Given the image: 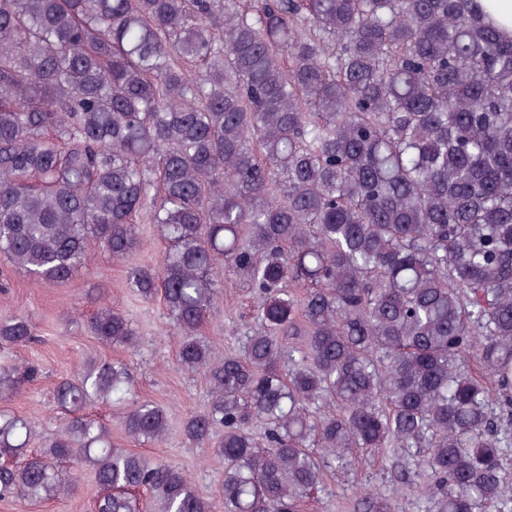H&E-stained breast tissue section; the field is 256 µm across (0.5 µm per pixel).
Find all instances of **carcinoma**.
I'll list each match as a JSON object with an SVG mask.
<instances>
[{
  "instance_id": "obj_1",
  "label": "carcinoma",
  "mask_w": 512,
  "mask_h": 512,
  "mask_svg": "<svg viewBox=\"0 0 512 512\" xmlns=\"http://www.w3.org/2000/svg\"><path fill=\"white\" fill-rule=\"evenodd\" d=\"M475 2L0 0V256L67 283L92 244L122 261L154 225L162 264L128 265L126 287L164 304L209 383L184 442L224 459L210 498L114 446L86 408L129 370L88 361L44 455L0 410V501L73 493L68 463L91 468L96 512H300L357 451L424 448L429 480L395 458L363 508L415 488L440 512H512V39ZM226 275L258 302L219 356L201 329ZM89 328L139 342L108 306ZM33 340L0 316L1 345ZM38 374L1 363L0 399ZM122 427L158 443L168 418L135 400Z\"/></svg>"
}]
</instances>
